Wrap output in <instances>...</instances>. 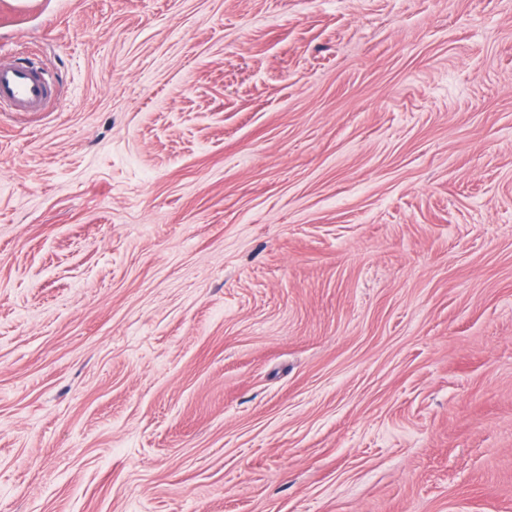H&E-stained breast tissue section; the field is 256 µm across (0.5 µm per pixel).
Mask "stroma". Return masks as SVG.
Wrapping results in <instances>:
<instances>
[{
	"label": "stroma",
	"mask_w": 512,
	"mask_h": 512,
	"mask_svg": "<svg viewBox=\"0 0 512 512\" xmlns=\"http://www.w3.org/2000/svg\"><path fill=\"white\" fill-rule=\"evenodd\" d=\"M0 512H512V0H8ZM0 62V107L4 112H41L52 97L53 84L40 68Z\"/></svg>",
	"instance_id": "1"
}]
</instances>
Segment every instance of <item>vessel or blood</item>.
<instances>
[{"label": "vessel or blood", "instance_id": "vessel-or-blood-1", "mask_svg": "<svg viewBox=\"0 0 512 512\" xmlns=\"http://www.w3.org/2000/svg\"><path fill=\"white\" fill-rule=\"evenodd\" d=\"M53 94V84L40 68L0 61V110L39 112Z\"/></svg>", "mask_w": 512, "mask_h": 512}]
</instances>
